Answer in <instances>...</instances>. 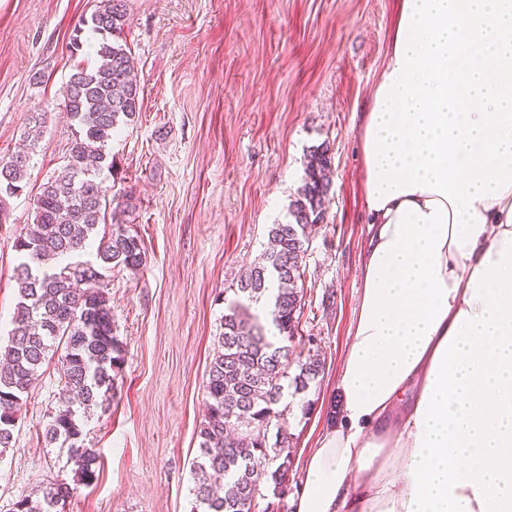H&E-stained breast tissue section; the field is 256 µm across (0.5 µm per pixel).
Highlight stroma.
I'll list each match as a JSON object with an SVG mask.
<instances>
[{
    "mask_svg": "<svg viewBox=\"0 0 512 512\" xmlns=\"http://www.w3.org/2000/svg\"><path fill=\"white\" fill-rule=\"evenodd\" d=\"M99 0H0V159L19 147L32 113L45 115L28 184L0 198V336L17 303V238L33 199L58 172L75 134L64 87L98 40L69 49ZM396 0H128L114 41L137 69L141 110L109 143L105 222L123 224L146 252L136 272L104 279L125 361L106 413L84 425L100 466L66 512H191L192 464L206 415L205 382L219 320L241 273L286 222L311 147L327 144L325 217L305 244L299 341L318 346L325 370L278 405L291 435L294 512L305 465L334 409L351 340L369 239L356 127L390 51ZM61 387L49 362L28 391L9 448L0 450V512L71 479L65 454L43 433Z\"/></svg>",
    "mask_w": 512,
    "mask_h": 512,
    "instance_id": "1",
    "label": "stroma"
}]
</instances>
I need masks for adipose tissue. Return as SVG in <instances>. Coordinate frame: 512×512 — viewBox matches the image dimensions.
I'll use <instances>...</instances> for the list:
<instances>
[{"instance_id":"ef3b65f1","label":"adipose tissue","mask_w":512,"mask_h":512,"mask_svg":"<svg viewBox=\"0 0 512 512\" xmlns=\"http://www.w3.org/2000/svg\"><path fill=\"white\" fill-rule=\"evenodd\" d=\"M370 237L295 512H512V0H399Z\"/></svg>"}]
</instances>
